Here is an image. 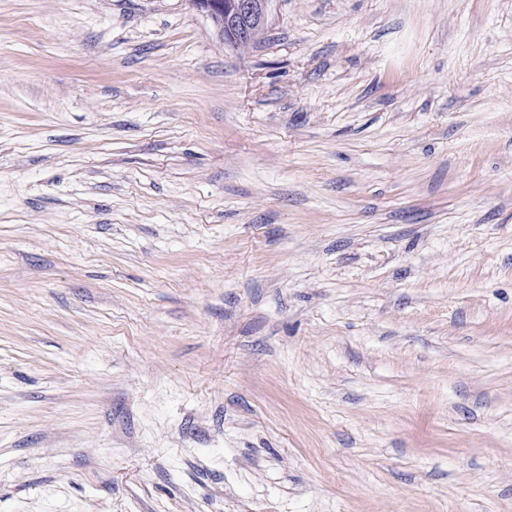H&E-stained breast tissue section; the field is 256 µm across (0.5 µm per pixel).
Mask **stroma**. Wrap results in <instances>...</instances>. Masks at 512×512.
I'll return each instance as SVG.
<instances>
[{
    "label": "stroma",
    "instance_id": "stroma-1",
    "mask_svg": "<svg viewBox=\"0 0 512 512\" xmlns=\"http://www.w3.org/2000/svg\"><path fill=\"white\" fill-rule=\"evenodd\" d=\"M0 512H512V0H0ZM268 0H193L194 7L221 27L234 46L251 41L268 23Z\"/></svg>",
    "mask_w": 512,
    "mask_h": 512
}]
</instances>
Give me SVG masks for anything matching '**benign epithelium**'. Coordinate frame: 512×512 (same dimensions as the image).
<instances>
[{
	"mask_svg": "<svg viewBox=\"0 0 512 512\" xmlns=\"http://www.w3.org/2000/svg\"><path fill=\"white\" fill-rule=\"evenodd\" d=\"M268 0H193L194 7L221 27L234 46L251 41L268 23Z\"/></svg>",
	"mask_w": 512,
	"mask_h": 512,
	"instance_id": "obj_1",
	"label": "benign epithelium"
}]
</instances>
